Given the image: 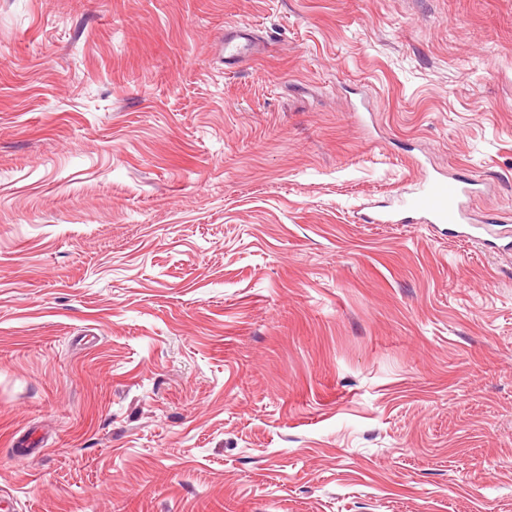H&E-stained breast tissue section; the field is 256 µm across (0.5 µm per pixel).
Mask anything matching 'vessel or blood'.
I'll list each match as a JSON object with an SVG mask.
<instances>
[{
  "mask_svg": "<svg viewBox=\"0 0 512 512\" xmlns=\"http://www.w3.org/2000/svg\"><path fill=\"white\" fill-rule=\"evenodd\" d=\"M223 49L225 62L234 64L256 58L260 44L248 29L235 27L225 31ZM470 192L469 183L460 180L424 178L414 193L400 196L398 213L386 216L385 221L404 224L419 215L429 224L467 223L465 200Z\"/></svg>",
  "mask_w": 512,
  "mask_h": 512,
  "instance_id": "obj_1",
  "label": "vessel or blood"
}]
</instances>
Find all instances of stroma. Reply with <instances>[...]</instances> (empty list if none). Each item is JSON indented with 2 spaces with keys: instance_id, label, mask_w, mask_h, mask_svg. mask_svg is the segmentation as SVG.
Instances as JSON below:
<instances>
[{
  "instance_id": "35a3bbf8",
  "label": "stroma",
  "mask_w": 512,
  "mask_h": 512,
  "mask_svg": "<svg viewBox=\"0 0 512 512\" xmlns=\"http://www.w3.org/2000/svg\"><path fill=\"white\" fill-rule=\"evenodd\" d=\"M424 174L512 229V0H0L13 512H512V249L373 223ZM224 62L235 64L251 60L261 54L260 44L246 28L235 27L224 32Z\"/></svg>"
}]
</instances>
